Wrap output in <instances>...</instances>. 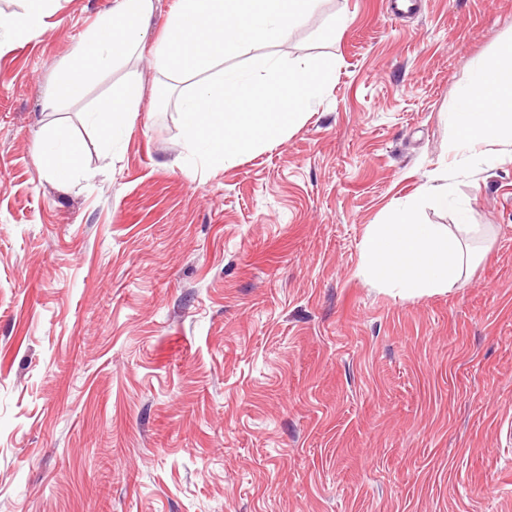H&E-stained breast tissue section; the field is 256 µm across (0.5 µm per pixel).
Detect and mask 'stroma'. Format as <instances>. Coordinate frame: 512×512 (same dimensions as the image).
Listing matches in <instances>:
<instances>
[{"label":"stroma","mask_w":512,"mask_h":512,"mask_svg":"<svg viewBox=\"0 0 512 512\" xmlns=\"http://www.w3.org/2000/svg\"><path fill=\"white\" fill-rule=\"evenodd\" d=\"M415 3L322 0L266 46L336 77L230 168L187 164L186 85L147 49L44 109L115 0H59L0 48V512H512V162L447 158L512 0ZM129 78L108 147L82 114ZM57 122L66 184L31 157ZM432 177L490 235L466 281L406 298L363 279L361 243Z\"/></svg>","instance_id":"obj_1"}]
</instances>
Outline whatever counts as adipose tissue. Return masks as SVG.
<instances>
[{"label":"adipose tissue","mask_w":512,"mask_h":512,"mask_svg":"<svg viewBox=\"0 0 512 512\" xmlns=\"http://www.w3.org/2000/svg\"><path fill=\"white\" fill-rule=\"evenodd\" d=\"M110 15L82 35L74 63L49 84L48 109L80 95L97 75L143 48L153 0H115ZM141 92L128 84L84 114L106 142L122 140L138 112ZM36 167L60 182H69L77 165L71 133L64 126H46L31 149ZM448 156L451 164L467 160L493 167L512 160V38L481 59L469 79L457 87L448 114ZM439 207H454L455 228L423 223L419 199L412 197L389 209L384 223L372 225L362 242L360 274L369 282L416 297L452 287L468 278L477 259L463 249L468 239L481 237L480 225L469 223L468 207L453 201L449 184H425L421 197Z\"/></svg>","instance_id":"obj_1"}]
</instances>
